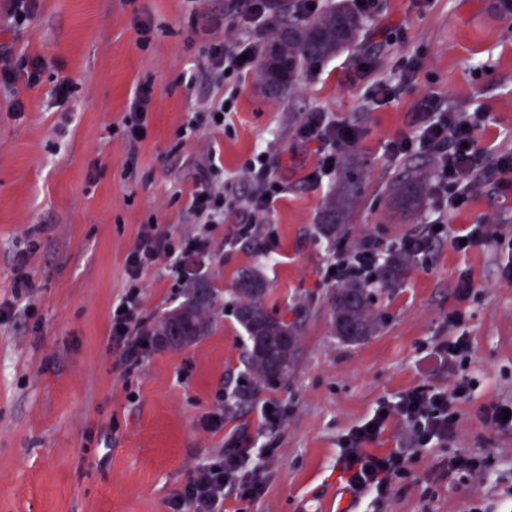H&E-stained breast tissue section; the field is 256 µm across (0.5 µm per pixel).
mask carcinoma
I'll return each instance as SVG.
<instances>
[{
	"label": "carcinoma",
	"mask_w": 512,
	"mask_h": 512,
	"mask_svg": "<svg viewBox=\"0 0 512 512\" xmlns=\"http://www.w3.org/2000/svg\"><path fill=\"white\" fill-rule=\"evenodd\" d=\"M365 23L364 15L346 0L322 12L294 22L273 25L269 42L257 68L263 89L284 96L297 77L317 69L328 59L350 48ZM363 161L348 156L340 167L336 184L326 200L318 224L319 235L329 243L344 238L363 189ZM392 208L402 214L421 209L426 202L423 178L405 169L388 190ZM409 256L396 247L388 248L376 268V279L352 278L330 289L327 304L331 329L342 342H363L380 331L381 317L373 309L376 288L398 286L410 266ZM268 294L264 277L253 269L240 273L233 289L236 319L249 341L248 384L254 388L275 387L285 382L299 356L298 321L272 316L264 309ZM218 292L209 283L195 280L185 288L184 300L167 313L155 331L159 345L193 343L207 335Z\"/></svg>",
	"instance_id": "cac0c4a2"
}]
</instances>
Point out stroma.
Instances as JSON below:
<instances>
[{
    "mask_svg": "<svg viewBox=\"0 0 512 512\" xmlns=\"http://www.w3.org/2000/svg\"><path fill=\"white\" fill-rule=\"evenodd\" d=\"M295 2L274 0L258 30L231 13V0H43L22 25L16 51L43 56L47 70L23 93L18 116L0 85V512H170L193 471L237 439L253 448L243 469L260 470L264 490L225 498L224 512H512V429L483 416L512 404V180L485 171L458 211L431 203L392 216L381 205L404 165L435 171L428 154L395 160L389 152L417 133L424 97L470 114L481 153L512 148V9L504 0H378L355 45L300 74L285 97L266 94L251 72L220 89L192 83L214 21H223L225 41L264 43ZM363 62L397 87L393 98L378 101L373 80L358 72ZM62 79L73 94L61 104ZM145 82L154 90L148 131L132 148L120 122ZM228 95L229 128L205 122L180 142L187 118ZM312 112L359 132L340 151L366 162L346 250L399 244L435 219L452 232L488 234L465 252L442 242L399 287L376 289L381 330L355 345L330 326L323 271L334 248L317 224L336 177L307 181L318 156L299 129ZM258 148L288 187L268 234L235 242L231 222L195 223L185 199L197 163L216 153L240 215L244 167ZM150 222L213 239L204 276L220 300L207 336L155 346L128 378L108 343L110 318L126 291V257ZM25 250L31 315L14 297V257ZM245 268L266 279L269 313L302 317L294 372L260 391L244 382L248 340L229 305ZM463 277L474 284L464 298ZM142 286L153 327L183 299L155 268ZM458 309L466 319L450 325ZM459 335L470 341L467 364L438 366L437 346ZM463 375L475 388L455 406L454 435L415 449L387 498H351L336 481L342 437L415 385L446 390ZM270 403L281 412L275 427L264 418ZM220 409L223 430H206L205 417ZM268 446L274 455L262 456Z\"/></svg>",
    "mask_w": 512,
    "mask_h": 512,
    "instance_id": "stroma-1",
    "label": "stroma"
}]
</instances>
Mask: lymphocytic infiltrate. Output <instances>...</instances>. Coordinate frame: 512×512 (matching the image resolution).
<instances>
[{"mask_svg":"<svg viewBox=\"0 0 512 512\" xmlns=\"http://www.w3.org/2000/svg\"><path fill=\"white\" fill-rule=\"evenodd\" d=\"M257 57L254 42L243 39L231 44L221 37H213L203 53L199 65L202 78L220 87L226 73L249 71ZM45 70L40 55H17L15 45L0 38V82L8 86L39 84ZM153 95L149 85L139 86L122 119L121 132L129 144L143 141L148 127V105ZM419 135H403L390 147L393 157L401 158L420 151L431 155L436 162L435 192L442 207L458 209L460 202L468 201L469 192L478 179V152L474 145V123L459 112L439 111L435 99H425L420 105ZM302 140L316 144L319 153L318 174L329 173L338 165L341 146L353 143L358 131L353 126L331 120L325 113H310L300 129ZM250 183L247 204L250 213L246 221L237 224L235 237H252L255 226L267 220L274 204L285 192V185L269 169L262 153H255L246 169ZM234 201L219 186V167L208 161L189 193L186 209L200 224H220L226 210ZM463 251L485 243V234L469 231L466 234H448L434 230L432 225L402 239L400 246L417 258L427 257L433 246L443 240ZM383 251L382 243L366 242L354 253L337 251L330 260L328 282L337 284L352 276L373 279L376 265ZM212 252L209 239L199 236L175 235L155 224L145 225L139 234L127 261V291L112 309L109 342L117 355V365L124 373H132L142 364L153 342L146 328L141 310V278L144 272L160 267L161 275L172 287H185L196 279ZM471 388L468 379L456 380L446 391H437L419 384L403 392L396 400L384 403L364 424L349 431L341 441L340 463L350 475L351 485L359 493L385 496L395 477L406 472L409 448H424L436 440L452 435L456 418L451 410L465 398ZM400 419L410 433V446L385 454L369 452L367 446L378 438L391 419ZM246 448H237L222 460L198 467L183 492L172 502L171 512H224V499L230 495L254 496L261 489L259 473L249 475L241 471L242 462L249 457Z\"/></svg>","mask_w":512,"mask_h":512,"instance_id":"lymphocytic-infiltrate-1","label":"lymphocytic infiltrate"}]
</instances>
